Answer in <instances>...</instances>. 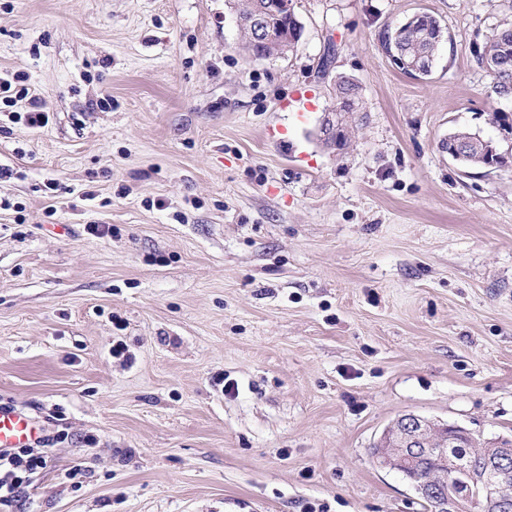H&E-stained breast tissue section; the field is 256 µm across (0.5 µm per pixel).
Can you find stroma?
I'll return each mask as SVG.
<instances>
[{
    "mask_svg": "<svg viewBox=\"0 0 512 512\" xmlns=\"http://www.w3.org/2000/svg\"><path fill=\"white\" fill-rule=\"evenodd\" d=\"M294 4L257 60L225 0H0L15 110L50 114L0 112V404L68 434L16 512H425L376 462L393 422L512 437V168L441 148L512 116L475 58L512 0ZM418 13L423 80L380 45ZM336 131L343 132V139L336 148L341 149L347 141L348 118L353 112H363L360 92L358 86L348 78L340 77L336 83Z\"/></svg>",
    "mask_w": 512,
    "mask_h": 512,
    "instance_id": "stroma-1",
    "label": "stroma"
}]
</instances>
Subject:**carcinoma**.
<instances>
[{
  "mask_svg": "<svg viewBox=\"0 0 512 512\" xmlns=\"http://www.w3.org/2000/svg\"><path fill=\"white\" fill-rule=\"evenodd\" d=\"M263 14L273 32L283 29H297L293 18L281 14L275 0H237L234 14L238 15L240 26L244 31L248 51L253 55L274 56L280 53L281 41L272 40L268 43H257L249 33L252 17ZM443 41V31L435 17L419 15L400 27L387 31L382 37V46L393 60L401 61L400 70L410 75V67L417 65L420 74L428 76ZM478 64L485 69L491 79L493 92L503 98L512 95V23H505L496 29L483 43L476 54ZM363 111L358 86L348 78L341 77L336 81V131H346L347 119L355 112ZM464 140L469 153L461 159L464 165H486L495 161L497 167L512 166V152L502 151L491 139H484L476 133H455L448 136L445 148H451V142ZM512 452V440L495 439L484 441L470 434L451 449L456 458L469 457L474 472L482 475L485 459Z\"/></svg>",
  "mask_w": 512,
  "mask_h": 512,
  "instance_id": "1",
  "label": "carcinoma"
}]
</instances>
